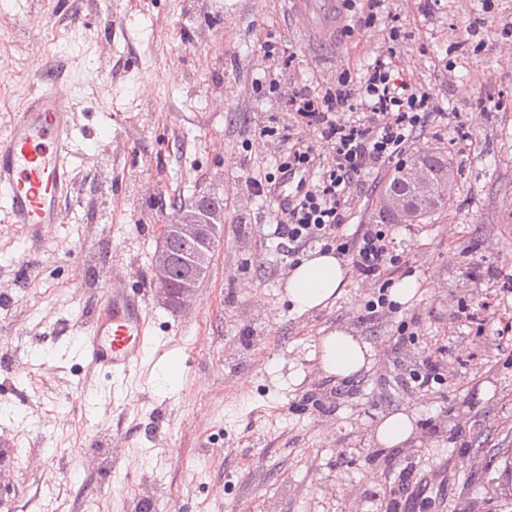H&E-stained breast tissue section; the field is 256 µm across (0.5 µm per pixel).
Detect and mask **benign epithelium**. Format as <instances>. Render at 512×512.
Here are the masks:
<instances>
[{"instance_id":"benign-epithelium-1","label":"benign epithelium","mask_w":512,"mask_h":512,"mask_svg":"<svg viewBox=\"0 0 512 512\" xmlns=\"http://www.w3.org/2000/svg\"><path fill=\"white\" fill-rule=\"evenodd\" d=\"M428 158L427 153L411 157L397 174L398 179L416 190L414 202L410 204L402 195L385 190L376 200V215H387L397 224H411L434 206V186L438 182L449 183L451 172L430 168ZM223 228L224 211L201 202L179 208L173 220L164 225L152 257L153 281L160 302L180 310L196 296L199 283L208 275L215 251L223 241ZM172 238L191 246V251L181 258L184 273L175 287L170 285L176 265V256L169 246Z\"/></svg>"}]
</instances>
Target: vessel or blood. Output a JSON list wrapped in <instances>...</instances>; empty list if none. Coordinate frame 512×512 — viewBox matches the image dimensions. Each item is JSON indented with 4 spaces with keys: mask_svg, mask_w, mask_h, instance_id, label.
Segmentation results:
<instances>
[{
    "mask_svg": "<svg viewBox=\"0 0 512 512\" xmlns=\"http://www.w3.org/2000/svg\"><path fill=\"white\" fill-rule=\"evenodd\" d=\"M290 2L309 42L335 43L345 20L342 0ZM29 86L12 123L0 132V216L10 224L49 225L58 223L69 195L74 95L59 91L44 70L30 76ZM152 342L142 296L115 283L81 336L79 354L119 389L139 370Z\"/></svg>",
    "mask_w": 512,
    "mask_h": 512,
    "instance_id": "1",
    "label": "vessel or blood"
}]
</instances>
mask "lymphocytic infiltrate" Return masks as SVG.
I'll list each match as a JSON object with an SVG mask.
<instances>
[{
  "mask_svg": "<svg viewBox=\"0 0 512 512\" xmlns=\"http://www.w3.org/2000/svg\"><path fill=\"white\" fill-rule=\"evenodd\" d=\"M287 103L302 126L320 135L332 155L324 166L305 138L285 133L288 168L307 174L304 189L294 195L287 209L276 216L278 238L301 247L321 243L347 258L355 278L379 283L377 295L366 304V322L375 324L394 310L382 277L399 273L406 265L405 252L388 224H365L356 235L344 232L355 208L356 177L383 168L411 146L431 109V98L412 78L401 74L392 57L376 58L359 85L339 81L336 88L318 96L306 87L291 89ZM351 120H344V113ZM445 348L437 346L406 370L401 383L411 389L429 390L443 382Z\"/></svg>",
  "mask_w": 512,
  "mask_h": 512,
  "instance_id": "lymphocytic-infiltrate-1",
  "label": "lymphocytic infiltrate"
}]
</instances>
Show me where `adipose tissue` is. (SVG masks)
Segmentation results:
<instances>
[{"label": "adipose tissue", "mask_w": 512, "mask_h": 512, "mask_svg": "<svg viewBox=\"0 0 512 512\" xmlns=\"http://www.w3.org/2000/svg\"><path fill=\"white\" fill-rule=\"evenodd\" d=\"M346 283V267L333 252H313L296 264L288 278L287 296L294 311L304 313L326 306ZM371 347L339 328L321 337L319 362L323 371L339 379L357 377L370 364Z\"/></svg>", "instance_id": "obj_1"}]
</instances>
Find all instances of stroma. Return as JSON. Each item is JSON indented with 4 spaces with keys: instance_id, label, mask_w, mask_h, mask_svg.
I'll return each mask as SVG.
<instances>
[{
    "instance_id": "obj_1",
    "label": "stroma",
    "mask_w": 512,
    "mask_h": 512,
    "mask_svg": "<svg viewBox=\"0 0 512 512\" xmlns=\"http://www.w3.org/2000/svg\"><path fill=\"white\" fill-rule=\"evenodd\" d=\"M100 2L0 6V129L33 71L78 97L60 223L0 222V354L19 364L0 374V512H384L399 464L428 488L401 512H512V355L492 340L512 300L481 331L452 316L512 289V0H439L428 17L419 0H385L369 25L356 0L331 50L303 40L285 0H112L116 30ZM389 52L444 113L411 152L447 154L456 174L447 210L395 227L418 294L364 324L374 288L351 277L297 313L286 283L299 257L273 236V198L245 178L287 159L283 84L321 94ZM200 194L222 203L224 241L175 312L156 300L151 258L177 205ZM116 276L145 292L156 343L180 365L173 387L159 388L150 354L116 397L80 358L91 296ZM404 325L407 361L447 345L446 384L396 385L384 357ZM340 326L372 364L356 395L319 403L310 390L336 381L318 342ZM400 410L418 415L415 442L376 446L373 427Z\"/></svg>"
}]
</instances>
